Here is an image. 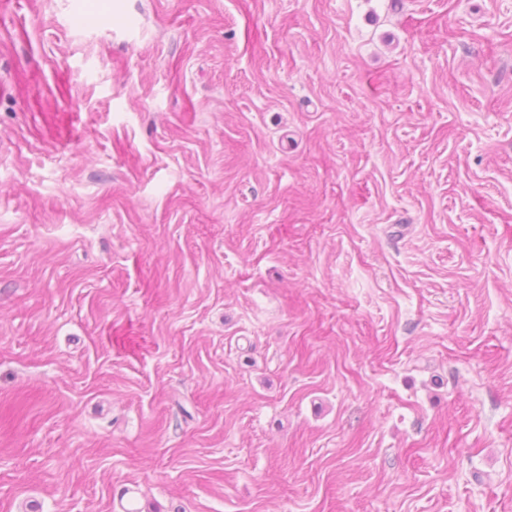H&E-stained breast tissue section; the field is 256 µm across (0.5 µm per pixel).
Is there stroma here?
I'll return each mask as SVG.
<instances>
[{
	"label": "stroma",
	"instance_id": "1",
	"mask_svg": "<svg viewBox=\"0 0 512 512\" xmlns=\"http://www.w3.org/2000/svg\"><path fill=\"white\" fill-rule=\"evenodd\" d=\"M0 512H512V0H0Z\"/></svg>",
	"mask_w": 512,
	"mask_h": 512
}]
</instances>
